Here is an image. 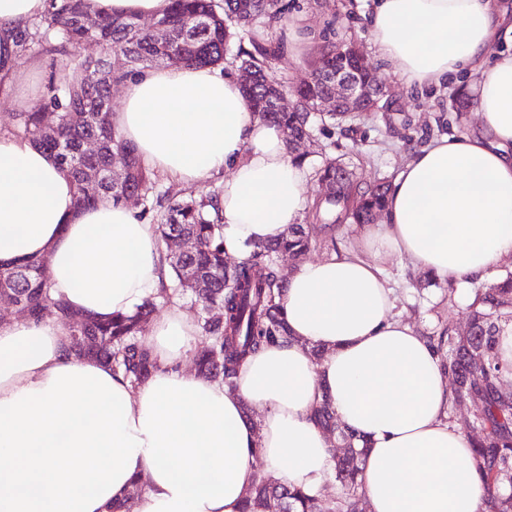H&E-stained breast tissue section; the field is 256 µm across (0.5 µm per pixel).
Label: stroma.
I'll list each match as a JSON object with an SVG mask.
<instances>
[{"label":"stroma","instance_id":"obj_1","mask_svg":"<svg viewBox=\"0 0 512 512\" xmlns=\"http://www.w3.org/2000/svg\"><path fill=\"white\" fill-rule=\"evenodd\" d=\"M372 0H291L288 21L310 35L315 48L325 41L360 42L385 89L378 109L362 113L351 127L315 129L314 139L303 145L308 170L324 159H342L357 177L373 182L398 175L411 150L431 139L463 132L464 109L453 108L451 87L419 89L408 87L374 55L370 18ZM314 50L301 60L280 54L272 67L277 78L288 86L306 80L317 56ZM388 273L395 288L396 310L421 335L430 336L442 326L453 325L464 332L474 286L460 281L430 283L407 269L399 259H391Z\"/></svg>","mask_w":512,"mask_h":512}]
</instances>
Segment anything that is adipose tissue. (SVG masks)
I'll list each match as a JSON object with an SVG mask.
<instances>
[{
    "label": "adipose tissue",
    "mask_w": 512,
    "mask_h": 512,
    "mask_svg": "<svg viewBox=\"0 0 512 512\" xmlns=\"http://www.w3.org/2000/svg\"><path fill=\"white\" fill-rule=\"evenodd\" d=\"M371 35L405 85L471 74L461 91L477 131L416 150L380 221L358 225L357 250L290 273L287 336L247 358L235 389L181 366L200 330L176 302L151 325L158 368L136 386L70 356L58 319L0 322V512H107L135 488V512H241L259 459L315 493L331 459L313 418L324 395L365 441L369 512H483L472 440L448 421L441 355L396 315L386 265L396 257L444 282L484 278L512 256V53L495 48L512 42V15L495 0H376ZM112 125L179 183L224 174L227 256L246 259L302 217L308 169L281 128L250 112L232 73L178 65L127 77ZM37 256L55 297L102 319L161 284L156 225L124 203L78 207L46 152L0 132V267Z\"/></svg>",
    "instance_id": "1"
}]
</instances>
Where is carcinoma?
Returning a JSON list of instances; mask_svg holds the SVG:
<instances>
[{"label":"carcinoma","instance_id":"cac0c4a2","mask_svg":"<svg viewBox=\"0 0 512 512\" xmlns=\"http://www.w3.org/2000/svg\"><path fill=\"white\" fill-rule=\"evenodd\" d=\"M287 0H171L169 10L159 18L170 31L167 43L135 25L131 16L91 14L86 0H47L43 15L22 30H0V83L10 70L12 58L39 46L52 56V68L67 79L50 81L47 94L30 112L14 116L13 133L49 153L59 169L75 184L77 204L90 207L102 199L141 201L143 211L157 205L164 209L158 224L159 241L174 231L195 240L189 254L163 252L173 288H163L145 299L130 314L102 320L72 311L53 299L45 275L46 261L31 259L0 268V294L10 295L16 311L42 320L61 319L71 336V352L90 358L120 373L136 384L157 368L149 349L138 338L143 323L149 321L156 299L169 300L172 293L191 291L202 303L199 328L204 343L196 352L197 373L220 381L231 389L246 358L286 336L282 318L285 278L274 256L288 252L300 256L312 241L321 238L336 243V230L344 224H370L381 211L391 185H368L348 174L339 176L341 166L331 160L317 172L321 193L315 199L312 223L288 228L281 239L256 246L253 257L236 266L224 262L222 224L214 203L158 195L150 170L137 158L132 146L117 136L112 127L108 86L144 68L169 62L170 54L180 56L188 66L217 67L233 37L257 25L282 26L288 20ZM99 40L112 54V70L100 59L84 57L80 46ZM342 45L330 42L317 58L314 70L327 75L336 67L350 65L341 57ZM279 47L252 43L239 49L240 67L254 76L250 89L243 90L250 112L258 119L280 126L288 143L310 138L312 119L332 125L354 119L347 112H318L317 99L331 90L325 81L294 90L296 108L284 111L278 100L284 85L272 74V62ZM55 113V128L45 124V115ZM94 137L97 154L86 157L82 146ZM123 160V173L110 177L113 157ZM96 180L99 189L89 195L84 183ZM512 329V273L474 287L469 335L457 336L449 328L436 339V347L452 378L456 403L471 395L479 399L476 408L478 436L473 441L476 472L485 489L484 512H512V389L507 378L512 365L499 353L500 337ZM317 422L336 430L345 444V453L334 458L330 478L341 495L336 512H353V501L361 497L360 437L336 423L326 398L314 410ZM511 492H505L504 485ZM241 512H320L317 495L294 490L271 475L260 476L248 490Z\"/></svg>","mask_w":512,"mask_h":512}]
</instances>
